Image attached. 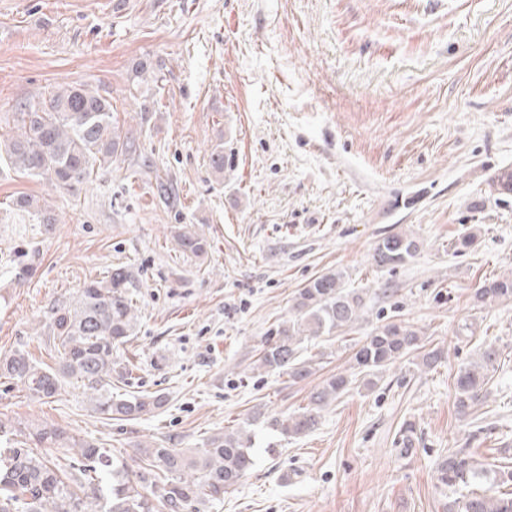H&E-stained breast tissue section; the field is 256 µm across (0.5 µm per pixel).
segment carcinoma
I'll use <instances>...</instances> for the list:
<instances>
[{
	"mask_svg": "<svg viewBox=\"0 0 512 512\" xmlns=\"http://www.w3.org/2000/svg\"><path fill=\"white\" fill-rule=\"evenodd\" d=\"M15 130L0 135V158L31 175L41 176L65 189L87 181L95 166H105L136 154L112 113V102L86 86L67 85L36 105L14 113ZM14 205L54 224L53 210L32 196H20ZM177 249L199 257L207 240L182 227L173 236ZM418 242L397 233L376 244L373 264L385 268L413 258ZM128 274L116 267L100 279L83 285L76 299L53 310L47 335L60 350L58 366L34 361L18 351L0 360V377L13 380L30 396L54 397L62 383L75 379L87 393L91 410L109 420H136L165 402L164 396L112 395V379H128L125 362L113 351L131 336L136 319L127 292ZM512 300V275L483 282L474 295L477 306ZM362 298L346 287L342 271H329L312 279L294 300V315L267 340L259 368L286 373L302 381L313 373L312 361L300 354L307 338L331 336L359 317ZM421 349L417 331L402 322L381 326L356 350L353 367L373 377L389 365ZM500 352L487 345L478 361L459 370L454 383L458 410L469 413L487 391ZM352 380L336 374L312 390L308 404L286 420H274L272 430L300 438L313 432L321 412L350 391ZM28 435L0 448V512H188L195 504L224 497L255 465L256 434L226 433L204 448L138 449L141 458L132 469L91 441L80 440L58 426L28 431L0 422V438ZM437 481L449 490L447 512H512V492L494 487L512 483V466L488 469L465 448L448 452L437 464Z\"/></svg>",
	"mask_w": 512,
	"mask_h": 512,
	"instance_id": "cac0c4a2",
	"label": "carcinoma"
}]
</instances>
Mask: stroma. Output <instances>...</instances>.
Segmentation results:
<instances>
[{
	"label": "stroma",
	"instance_id": "stroma-1",
	"mask_svg": "<svg viewBox=\"0 0 512 512\" xmlns=\"http://www.w3.org/2000/svg\"><path fill=\"white\" fill-rule=\"evenodd\" d=\"M68 84L110 98L139 157L74 192L0 163V359L21 350L56 365L53 308L122 266L137 319L117 351L132 378L112 391L166 402L108 421L76 380L37 400L0 378V420L54 424L127 459L286 417L341 372L351 389L317 429L263 438L253 469L201 512H443L441 455L504 464L512 302L477 308L472 295L512 274V191L495 182L512 171V0H0V121ZM22 194L47 199L58 224L16 213ZM183 224L207 254L177 251ZM405 232L416 256L376 268L374 245ZM471 232L475 245L455 252ZM21 264L33 272L18 282ZM334 269L361 293L358 322L308 343L305 381L257 370L298 289ZM392 320L445 359L424 371L407 356L364 387L352 355ZM486 344L497 370L459 415L454 377ZM406 421L417 439L403 457Z\"/></svg>",
	"mask_w": 512,
	"mask_h": 512
}]
</instances>
